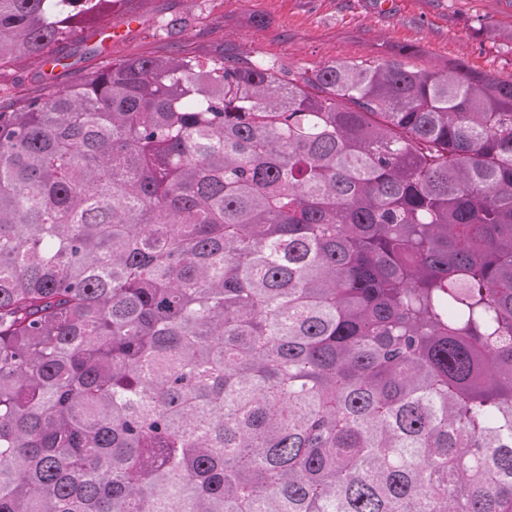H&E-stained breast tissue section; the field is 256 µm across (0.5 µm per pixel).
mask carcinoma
I'll use <instances>...</instances> for the list:
<instances>
[{
    "mask_svg": "<svg viewBox=\"0 0 512 512\" xmlns=\"http://www.w3.org/2000/svg\"><path fill=\"white\" fill-rule=\"evenodd\" d=\"M122 0H0V67ZM0 101V512H512V78L138 56Z\"/></svg>",
    "mask_w": 512,
    "mask_h": 512,
    "instance_id": "1",
    "label": "carcinoma"
}]
</instances>
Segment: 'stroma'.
<instances>
[{
    "mask_svg": "<svg viewBox=\"0 0 512 512\" xmlns=\"http://www.w3.org/2000/svg\"><path fill=\"white\" fill-rule=\"evenodd\" d=\"M140 16L128 36L107 41L106 54L88 59L82 45L93 30L72 27L62 49L77 67L105 68L136 56L190 54L206 59L250 54L292 71L403 53L418 68L462 60L469 68L512 74V0H124L108 20ZM183 21L176 34L164 24ZM39 68L19 59L0 68V98L39 92Z\"/></svg>",
    "mask_w": 512,
    "mask_h": 512,
    "instance_id": "obj_1",
    "label": "stroma"
}]
</instances>
